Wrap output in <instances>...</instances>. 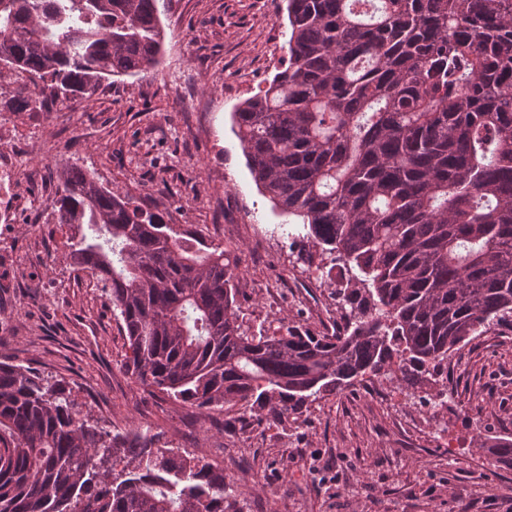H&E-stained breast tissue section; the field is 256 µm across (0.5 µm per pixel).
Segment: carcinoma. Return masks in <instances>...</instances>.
<instances>
[{"mask_svg":"<svg viewBox=\"0 0 512 512\" xmlns=\"http://www.w3.org/2000/svg\"><path fill=\"white\" fill-rule=\"evenodd\" d=\"M283 68L233 112L257 185L331 256L348 309L315 336L239 323L237 266L159 206L62 167L52 208L86 226L73 265L112 297L139 383L272 426L381 372L409 389L512 323V0H286ZM158 0H0L9 112L160 63ZM71 393L0 362V512H242L224 471L80 417Z\"/></svg>","mask_w":512,"mask_h":512,"instance_id":"obj_1","label":"carcinoma"}]
</instances>
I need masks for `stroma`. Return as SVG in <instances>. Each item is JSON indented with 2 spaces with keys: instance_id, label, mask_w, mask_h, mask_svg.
<instances>
[{
  "instance_id": "obj_1",
  "label": "stroma",
  "mask_w": 512,
  "mask_h": 512,
  "mask_svg": "<svg viewBox=\"0 0 512 512\" xmlns=\"http://www.w3.org/2000/svg\"><path fill=\"white\" fill-rule=\"evenodd\" d=\"M156 69L113 77L63 111L7 112L0 80V157L18 181L0 196V362L65 384L83 416L141 432L223 469L243 512H512V328L493 326L448 355V379L417 394L376 376L312 402L277 428L231 409L205 412L147 389L123 368L127 338L108 294L73 268L74 224L49 208L56 170L76 164L100 184L163 202L174 230L236 249L239 319L326 333L341 301L297 263L288 216L259 190L232 114L286 58L285 0H161ZM446 393L455 410L437 404ZM428 397L430 405L419 402Z\"/></svg>"
}]
</instances>
